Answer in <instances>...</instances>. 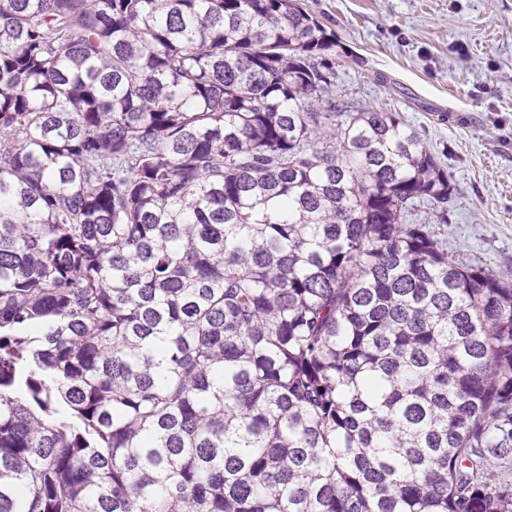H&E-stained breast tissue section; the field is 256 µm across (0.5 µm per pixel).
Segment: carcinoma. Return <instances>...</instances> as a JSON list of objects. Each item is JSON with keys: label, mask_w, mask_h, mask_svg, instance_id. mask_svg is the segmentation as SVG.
I'll use <instances>...</instances> for the list:
<instances>
[{"label": "carcinoma", "mask_w": 512, "mask_h": 512, "mask_svg": "<svg viewBox=\"0 0 512 512\" xmlns=\"http://www.w3.org/2000/svg\"><path fill=\"white\" fill-rule=\"evenodd\" d=\"M299 0H0V512H512V281L336 100Z\"/></svg>", "instance_id": "carcinoma-1"}]
</instances>
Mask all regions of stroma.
Wrapping results in <instances>:
<instances>
[{"instance_id":"35a3bbf8","label":"stroma","mask_w":512,"mask_h":512,"mask_svg":"<svg viewBox=\"0 0 512 512\" xmlns=\"http://www.w3.org/2000/svg\"><path fill=\"white\" fill-rule=\"evenodd\" d=\"M334 32L336 96L400 113L455 190L448 251L512 280V0H302Z\"/></svg>"}]
</instances>
